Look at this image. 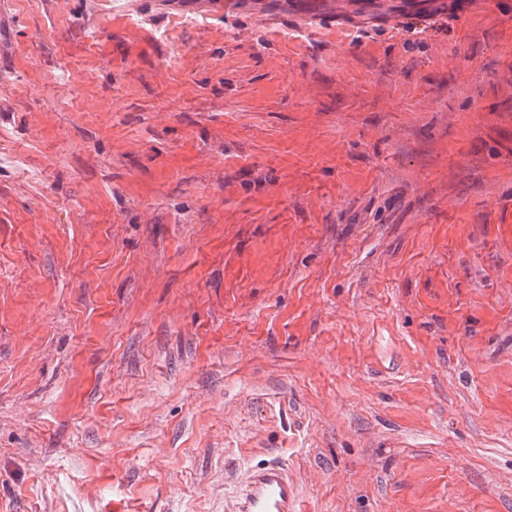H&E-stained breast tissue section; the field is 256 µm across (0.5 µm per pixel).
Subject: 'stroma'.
Here are the masks:
<instances>
[{
    "label": "stroma",
    "mask_w": 512,
    "mask_h": 512,
    "mask_svg": "<svg viewBox=\"0 0 512 512\" xmlns=\"http://www.w3.org/2000/svg\"><path fill=\"white\" fill-rule=\"evenodd\" d=\"M321 7L0 0V512H512V0ZM291 11L288 15L293 22L301 26L322 25L326 22H335L329 19L319 8L317 0H290ZM295 484L279 461L248 469L239 490L224 501L226 512H298Z\"/></svg>",
    "instance_id": "35a3bbf8"
}]
</instances>
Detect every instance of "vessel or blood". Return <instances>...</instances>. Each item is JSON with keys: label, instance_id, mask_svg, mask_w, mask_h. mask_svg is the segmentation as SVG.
Masks as SVG:
<instances>
[{"label": "vessel or blood", "instance_id": "1", "mask_svg": "<svg viewBox=\"0 0 512 512\" xmlns=\"http://www.w3.org/2000/svg\"><path fill=\"white\" fill-rule=\"evenodd\" d=\"M290 18L301 26L322 25L326 20L317 0H290ZM295 484L287 467L272 461L248 469L239 490L225 500V512H298Z\"/></svg>", "mask_w": 512, "mask_h": 512}]
</instances>
